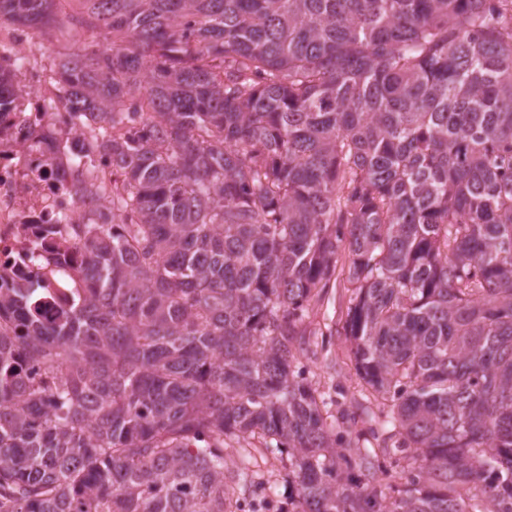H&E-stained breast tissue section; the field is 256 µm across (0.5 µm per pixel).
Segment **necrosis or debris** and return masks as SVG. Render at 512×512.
<instances>
[{
  "label": "necrosis or debris",
  "mask_w": 512,
  "mask_h": 512,
  "mask_svg": "<svg viewBox=\"0 0 512 512\" xmlns=\"http://www.w3.org/2000/svg\"><path fill=\"white\" fill-rule=\"evenodd\" d=\"M32 41L29 30L0 28V69L11 76L9 91L0 94V278L34 276L46 284L43 317L50 323L72 292L58 267L43 264L39 254L52 251L76 264L86 243L74 226L111 223L112 157L102 151L79 157L80 144L97 138L98 126L70 111L56 70L29 54ZM77 169L102 193H78Z\"/></svg>",
  "instance_id": "4bbe7bcc"
}]
</instances>
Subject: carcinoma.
I'll use <instances>...</instances> for the list:
<instances>
[{"instance_id": "1", "label": "carcinoma", "mask_w": 512, "mask_h": 512, "mask_svg": "<svg viewBox=\"0 0 512 512\" xmlns=\"http://www.w3.org/2000/svg\"><path fill=\"white\" fill-rule=\"evenodd\" d=\"M86 2L112 48L60 77L121 188L54 323L0 287V512H232L256 437L292 512H512V0ZM341 250L394 473L296 365Z\"/></svg>"}]
</instances>
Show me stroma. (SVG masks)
<instances>
[{
    "instance_id": "obj_1",
    "label": "stroma",
    "mask_w": 512,
    "mask_h": 512,
    "mask_svg": "<svg viewBox=\"0 0 512 512\" xmlns=\"http://www.w3.org/2000/svg\"><path fill=\"white\" fill-rule=\"evenodd\" d=\"M61 26L44 43L52 51H80L88 42L83 22L86 18L83 0H61ZM350 262L347 252L336 258V274L328 288L311 301L301 328L304 335L297 355L300 367L313 387L324 398V410L340 418L339 428L352 447L377 453L392 434L386 410L366 390L351 352V344L341 326L346 317L352 289L346 281ZM251 470L260 472L261 479L253 487H241L235 498L237 512H287L288 462L257 447L252 451Z\"/></svg>"
}]
</instances>
